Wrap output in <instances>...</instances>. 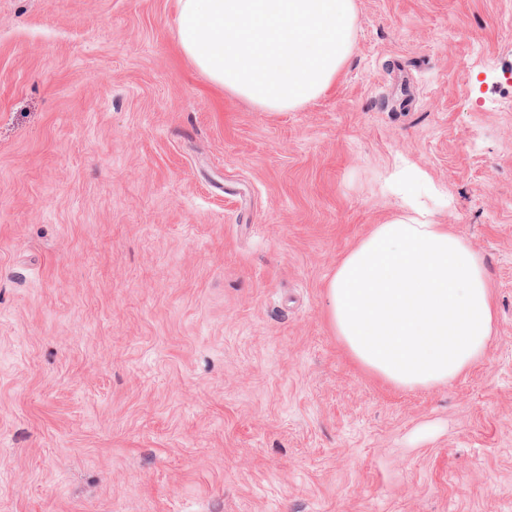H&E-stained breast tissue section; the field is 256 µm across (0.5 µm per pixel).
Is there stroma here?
Masks as SVG:
<instances>
[{
    "label": "stroma",
    "mask_w": 512,
    "mask_h": 512,
    "mask_svg": "<svg viewBox=\"0 0 512 512\" xmlns=\"http://www.w3.org/2000/svg\"><path fill=\"white\" fill-rule=\"evenodd\" d=\"M179 0H0V512H512V0H358L291 112L214 85ZM415 193L497 312L450 384L331 329Z\"/></svg>",
    "instance_id": "obj_1"
}]
</instances>
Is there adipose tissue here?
Returning a JSON list of instances; mask_svg holds the SVG:
<instances>
[{"mask_svg": "<svg viewBox=\"0 0 512 512\" xmlns=\"http://www.w3.org/2000/svg\"><path fill=\"white\" fill-rule=\"evenodd\" d=\"M186 56L265 112L323 94L354 51L357 0H179ZM327 316L364 368L399 388L447 385L495 334L483 257L421 212L376 225L337 265Z\"/></svg>", "mask_w": 512, "mask_h": 512, "instance_id": "obj_1", "label": "adipose tissue"}]
</instances>
